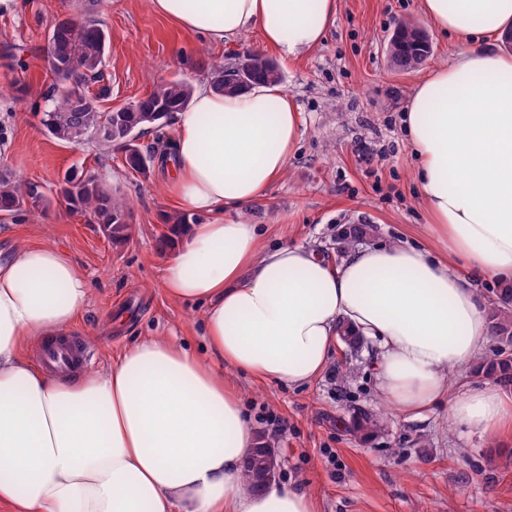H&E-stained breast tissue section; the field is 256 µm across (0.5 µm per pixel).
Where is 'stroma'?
<instances>
[{
  "instance_id": "obj_1",
  "label": "stroma",
  "mask_w": 512,
  "mask_h": 512,
  "mask_svg": "<svg viewBox=\"0 0 512 512\" xmlns=\"http://www.w3.org/2000/svg\"><path fill=\"white\" fill-rule=\"evenodd\" d=\"M99 19L107 30L104 83L90 85L99 110L119 107L157 84L182 79L211 85L215 69L251 52L277 61L300 112V137L285 173L255 204L228 210L225 221L258 225L271 247L336 252L346 224H371L370 246L405 242L437 250L414 179L415 158L403 108L427 68L448 63L458 47L426 27L432 53L424 67H390L385 41L401 21L424 24L421 0H338L336 22L320 46L293 60L263 47L257 28L215 45L153 15L148 0H23L0 17V172L50 194L71 169L104 180L130 203L132 235L113 244L99 225L52 197L44 209L0 215V252L16 242L58 248L86 275L91 298L72 333L95 352L91 371L107 369L123 346L142 336H176L204 354V308L173 300L162 286V216L179 206L163 187L162 165L141 175L120 152L97 141L75 146L41 123L55 85L48 31L62 18ZM371 343L352 357L345 381L327 368L306 385L234 375L249 422L279 450L277 484L300 486L319 512H512V436L493 444L455 427L447 402L413 419L385 414L375 388ZM370 412L384 427L363 441L352 422Z\"/></svg>"
}]
</instances>
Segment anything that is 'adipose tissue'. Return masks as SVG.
<instances>
[{"mask_svg": "<svg viewBox=\"0 0 512 512\" xmlns=\"http://www.w3.org/2000/svg\"><path fill=\"white\" fill-rule=\"evenodd\" d=\"M215 44L257 27L292 59L319 46L337 0H150ZM425 20L462 48L431 68L405 107L415 181L442 255L360 246L340 263L302 246L267 250L247 207L288 167L300 114L277 84L227 96L196 90L176 115L166 191L213 215L188 226L163 271L174 299L206 307L207 357L144 336L102 372L66 378L26 350L65 336L89 301L83 272L50 245L0 259V506L9 512H318L304 489L244 481L258 444L229 371L308 384L340 327L372 342L390 410L422 416L439 399L458 428L512 430L494 385L450 393L451 373L488 340L467 273L512 278V0H422Z\"/></svg>", "mask_w": 512, "mask_h": 512, "instance_id": "1", "label": "adipose tissue"}]
</instances>
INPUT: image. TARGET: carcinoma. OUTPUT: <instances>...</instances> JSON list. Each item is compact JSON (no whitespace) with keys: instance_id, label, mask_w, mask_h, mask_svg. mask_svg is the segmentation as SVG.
<instances>
[{"instance_id":"carcinoma-1","label":"carcinoma","mask_w":512,"mask_h":512,"mask_svg":"<svg viewBox=\"0 0 512 512\" xmlns=\"http://www.w3.org/2000/svg\"><path fill=\"white\" fill-rule=\"evenodd\" d=\"M109 36L95 18L77 22L72 19L54 24L49 33L47 64L58 86H75L71 92L49 98L48 109L43 113L42 124L54 138L73 145L81 144L104 124L108 131L97 137L106 147H116L125 152L127 165L145 175L154 163L155 153L144 152L136 139L147 129H162L173 113L186 109L193 95L189 83L173 79L157 85L148 96L134 102L132 108L119 113L120 119H111L110 113L98 111L95 99L80 90V86L103 77V66ZM386 52L394 58L392 66L402 72L412 71L421 64V55L402 48L401 42L389 40ZM283 74L271 59L258 54L247 55L235 66L215 73L212 87L224 94H236L260 83H279ZM57 194L67 201L70 209L90 218L103 227L115 243L129 239V208L124 199L112 194L95 175L73 172L65 176ZM48 203L38 186L29 184L20 188L10 175L0 173V211L17 212L27 205L40 207ZM197 218L184 212L165 216L167 232L162 234V244L171 247L177 239L178 229L194 224ZM372 231L370 224H352L338 232L336 257H343ZM489 323L496 347L482 366V372L493 377L505 387L512 386V282L503 281L495 291L490 304ZM353 433L362 440H369L381 431L380 418L372 414L357 417Z\"/></svg>"}]
</instances>
